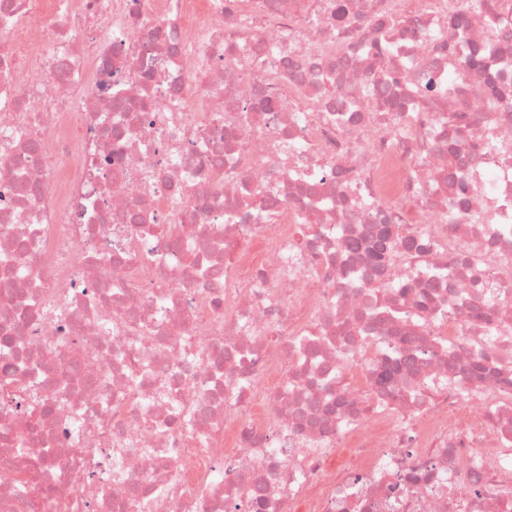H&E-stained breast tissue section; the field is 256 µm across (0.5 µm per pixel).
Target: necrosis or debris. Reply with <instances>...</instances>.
<instances>
[{"instance_id":"1","label":"necrosis or debris","mask_w":512,"mask_h":512,"mask_svg":"<svg viewBox=\"0 0 512 512\" xmlns=\"http://www.w3.org/2000/svg\"><path fill=\"white\" fill-rule=\"evenodd\" d=\"M0 512H512V0H0Z\"/></svg>"}]
</instances>
